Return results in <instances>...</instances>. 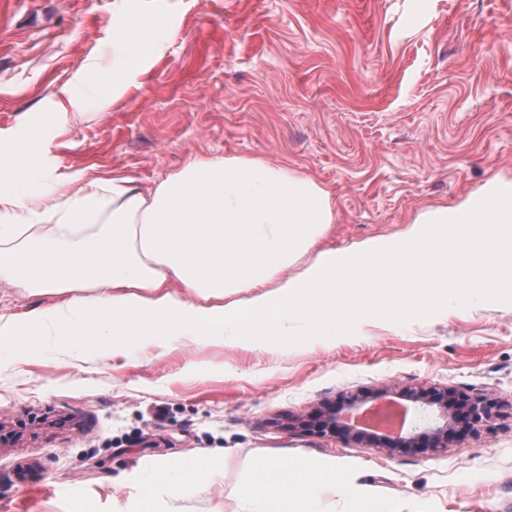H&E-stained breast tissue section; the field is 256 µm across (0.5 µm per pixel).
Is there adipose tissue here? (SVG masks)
Here are the masks:
<instances>
[{
    "mask_svg": "<svg viewBox=\"0 0 512 512\" xmlns=\"http://www.w3.org/2000/svg\"><path fill=\"white\" fill-rule=\"evenodd\" d=\"M139 17L126 4L113 22V88L143 73L156 47L157 31ZM334 220L328 190L263 157L193 159L146 192L117 176L74 189L48 177L36 135L12 138L0 148V280L59 300L0 316V369L16 363L29 336L75 359H129L174 342L263 352L512 294V182L492 180L462 205L428 208L402 236L320 251L287 276ZM86 287L95 295L81 296ZM245 288L250 297L237 299ZM290 468L306 471L282 459L247 462L240 512H274L294 490L282 480ZM212 477L181 467L147 474L137 512Z\"/></svg>",
    "mask_w": 512,
    "mask_h": 512,
    "instance_id": "ef3b65f1",
    "label": "adipose tissue"
}]
</instances>
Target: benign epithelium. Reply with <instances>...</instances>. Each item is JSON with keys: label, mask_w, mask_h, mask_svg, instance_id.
Returning a JSON list of instances; mask_svg holds the SVG:
<instances>
[{"label": "benign epithelium", "mask_w": 512, "mask_h": 512, "mask_svg": "<svg viewBox=\"0 0 512 512\" xmlns=\"http://www.w3.org/2000/svg\"><path fill=\"white\" fill-rule=\"evenodd\" d=\"M409 401L423 410L437 411L438 421L422 431L392 436L366 427L354 417L376 409L393 398ZM501 403L488 395L470 394L451 387H428L393 394L361 391L323 403L313 415L291 420L289 427L317 437L334 436L346 443L377 447L390 456L433 455L462 437L485 429Z\"/></svg>", "instance_id": "benign-epithelium-1"}]
</instances>
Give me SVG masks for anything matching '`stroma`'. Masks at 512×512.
<instances>
[{
  "label": "stroma",
  "mask_w": 512,
  "mask_h": 512,
  "mask_svg": "<svg viewBox=\"0 0 512 512\" xmlns=\"http://www.w3.org/2000/svg\"><path fill=\"white\" fill-rule=\"evenodd\" d=\"M118 0H0V139L56 125L41 162L73 186L149 190L192 158L264 157L315 181L319 245L403 234L422 211L512 181V0H140L163 40L119 101L78 120L60 91L112 62ZM0 371V512H115L180 461L214 477L161 512H237L245 461L333 458L373 512H512V301L254 352L208 343L134 361L44 357ZM497 398L487 429L427 458L290 430L365 390Z\"/></svg>",
  "instance_id": "stroma-1"
}]
</instances>
